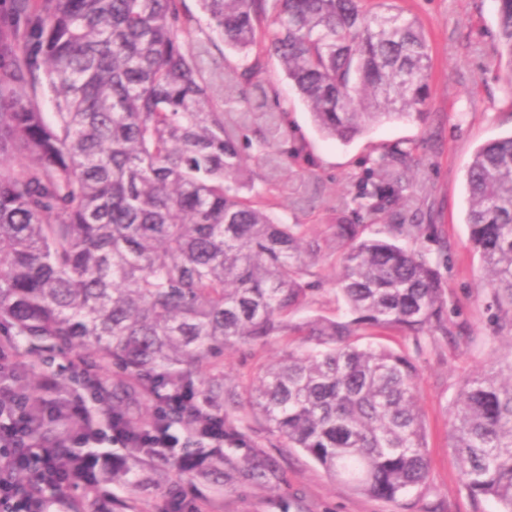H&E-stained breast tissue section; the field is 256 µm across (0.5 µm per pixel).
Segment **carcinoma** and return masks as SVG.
<instances>
[{
	"instance_id": "1",
	"label": "carcinoma",
	"mask_w": 512,
	"mask_h": 512,
	"mask_svg": "<svg viewBox=\"0 0 512 512\" xmlns=\"http://www.w3.org/2000/svg\"><path fill=\"white\" fill-rule=\"evenodd\" d=\"M199 2L210 32L241 56L219 74L224 99L249 103L245 86L274 55L329 138L348 143L374 124L423 115L426 37L388 0ZM496 2L512 66V0ZM187 21L182 0H9L0 22V336L14 337L32 378V358L82 348L88 375L114 368L110 412L131 462L76 448L94 427L74 417L69 397L48 408L21 385L27 442L59 474L36 481L19 469L7 480L45 499L83 471L75 512H98L114 484L278 482L254 427L232 416L224 373L205 381L199 403L196 381L230 348L295 336L308 347L266 368L244 409L330 478L395 502L430 475L416 356L427 339L460 331L440 271L448 241L435 224L373 235L367 224H331L320 242L307 225L276 218L271 180L242 194V125L212 109L214 84L182 38ZM407 155L373 161L361 209L397 213ZM467 186L469 247L512 342V135L477 150ZM321 260L339 267L350 316L298 321L321 291ZM384 332L413 352L362 342ZM154 396L163 410L133 415ZM449 415L470 496L512 512V357L466 377ZM147 431L185 438L153 448Z\"/></svg>"
}]
</instances>
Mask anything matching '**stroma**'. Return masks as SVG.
<instances>
[{"mask_svg":"<svg viewBox=\"0 0 512 512\" xmlns=\"http://www.w3.org/2000/svg\"><path fill=\"white\" fill-rule=\"evenodd\" d=\"M192 23L185 35L190 46L208 43L217 64H239L240 58L221 41H209L199 0H182ZM416 15L432 55L430 95L423 117H406L376 125L351 143L324 137L296 91L289 85L276 57L269 56L253 78L274 86L288 111L282 132L289 142L305 143V152L288 162L251 156L250 169L269 175L278 185L277 212L289 224H304L311 236L324 238L331 224H370L382 228L385 218H372L355 201L358 181L372 158L401 148L409 151L414 186L399 211L405 222L435 224L448 240L451 260L443 275L448 283V317L465 334L462 342L442 337L427 342L417 360L419 406L426 422L430 478L405 503L388 502L352 492L330 479L297 448L270 451L283 479L270 485L236 480L225 485L181 482L178 489L192 499L197 512H500L491 499L476 500L467 493L450 447L449 407L461 382L487 369L512 348L493 340L494 310L487 289L481 288L482 266L467 244L466 176L475 151L483 144L512 134V64L500 55L495 0H398ZM322 290L318 301L300 309L303 320L347 318L336 289V268L319 264ZM287 349L273 337L226 351L222 368L234 387L237 402H245L258 376Z\"/></svg>","mask_w":512,"mask_h":512,"instance_id":"35a3bbf8","label":"stroma"}]
</instances>
